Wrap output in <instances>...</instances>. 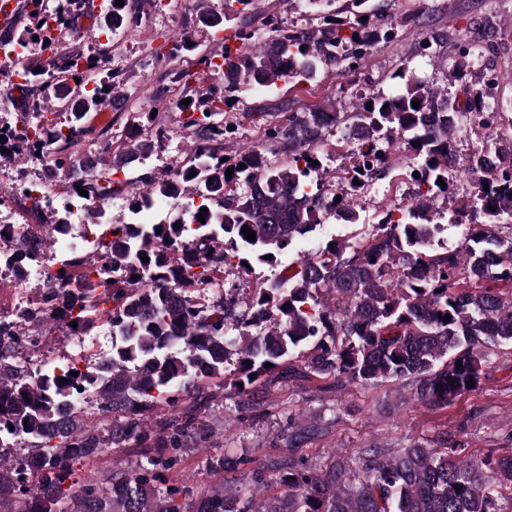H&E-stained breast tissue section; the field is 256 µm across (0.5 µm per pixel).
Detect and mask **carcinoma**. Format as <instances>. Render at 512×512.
Here are the masks:
<instances>
[{"instance_id":"carcinoma-1","label":"carcinoma","mask_w":512,"mask_h":512,"mask_svg":"<svg viewBox=\"0 0 512 512\" xmlns=\"http://www.w3.org/2000/svg\"><path fill=\"white\" fill-rule=\"evenodd\" d=\"M111 2L102 22L117 28L132 4ZM252 4L224 0V12L201 13L198 27L229 25L249 14ZM335 4L322 0L321 21L313 28L285 27L270 17L259 41L240 25L235 53L224 48L221 63L202 58L222 87L187 105L185 93L177 101L189 131L187 164L174 174L137 176L146 191L128 200L134 214L157 199H179L182 216L154 224H96L95 257L74 252L62 260L55 287L19 309L18 321L0 325V512H501L499 501L512 500V452L494 458L485 471L458 456V444L446 432L433 446L416 441L407 448H361L357 466L335 463L319 471L297 454L255 464L222 452L208 460L211 471L223 474L217 485L199 489L173 480L188 442L212 435L204 413L216 400L247 409L255 395L289 380L320 379L336 390L392 381L411 386L422 403L446 405L472 391L467 381L479 384L490 350L512 347V238L491 232L493 224L512 223V137L498 140L502 166L479 159L488 139L470 160L473 191L449 218L466 225L463 245L441 252L430 247L443 219L434 199L450 193L437 180H448L455 160L456 114L484 123L498 110L478 91L502 80L493 62L476 65L484 56L480 27L460 39L449 72L463 96L448 95V87L410 68L417 55L442 66L441 47L449 37L442 32L417 43L400 62L393 75L398 92L363 98L351 112L336 111L330 97L308 112H290L283 104L288 115L265 129L267 141L224 157V137L233 130L218 117L232 109L238 93L274 91L356 64L396 38L409 19L369 0H351L342 9ZM27 6L32 26L21 39L55 44L41 20L51 11L65 13L67 5L27 0ZM100 59L99 53L57 49L50 61L36 56L26 66L27 90L38 89L44 102L67 105L66 130L48 146L57 167L77 163L87 172L63 186L73 199L81 198L79 186L90 199L124 194L125 183L112 179V170L124 167L125 157L148 158L165 138L150 113L136 112L125 128L152 124L146 139H135L118 159L72 161L67 150L86 132L87 114L109 102L117 88L110 73L87 92L71 85L81 77L80 65L92 70ZM414 101L420 106L412 107ZM328 114L336 124L364 132L336 190L321 150ZM24 123L11 146L14 155L32 153L57 118L34 101ZM402 141L410 144V172L420 177L401 216L385 213L362 245L345 235L284 262L293 244L329 216L361 224L351 197L361 195L371 163L380 172ZM270 142L285 160L269 157ZM245 225L255 240L241 232ZM52 231L57 239L72 234L66 212L53 214ZM2 241L10 243L5 263L16 270L39 261L51 246L40 224H0ZM258 265L275 273L253 288L215 291L226 269L250 275ZM103 315L112 328L104 361L80 372L67 356L38 377L24 369L25 354L38 352L44 341L32 329L59 322L73 336H91ZM61 378L68 383L59 384ZM81 395L96 402L99 423L88 427L82 412H65ZM160 406L174 414L152 425L147 412ZM14 441L28 453L12 452ZM116 449L135 461L116 460L94 476L77 478L78 465Z\"/></svg>"}]
</instances>
